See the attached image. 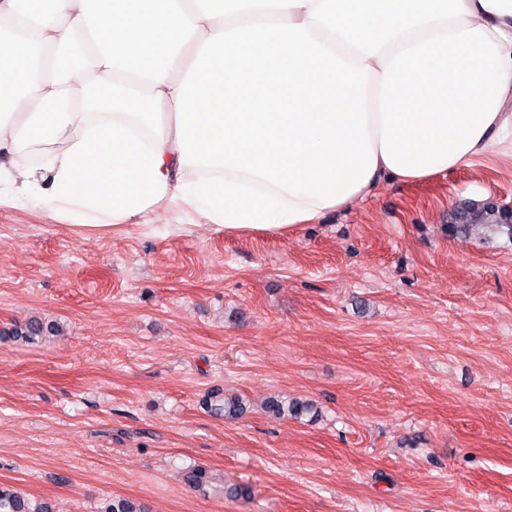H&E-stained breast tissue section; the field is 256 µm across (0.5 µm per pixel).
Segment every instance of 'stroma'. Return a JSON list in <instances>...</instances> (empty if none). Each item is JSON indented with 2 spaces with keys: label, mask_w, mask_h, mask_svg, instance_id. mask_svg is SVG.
<instances>
[{
  "label": "stroma",
  "mask_w": 512,
  "mask_h": 512,
  "mask_svg": "<svg viewBox=\"0 0 512 512\" xmlns=\"http://www.w3.org/2000/svg\"><path fill=\"white\" fill-rule=\"evenodd\" d=\"M490 198L493 149L281 234L0 208V486L44 512H512V237L446 230ZM36 316L62 335L5 336ZM267 409L279 417L298 418L309 413L313 409V404L309 401L293 400L285 405L283 401L273 399L268 402Z\"/></svg>",
  "instance_id": "stroma-1"
}]
</instances>
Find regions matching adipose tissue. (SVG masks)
I'll return each mask as SVG.
<instances>
[{"instance_id":"obj_1","label":"adipose tissue","mask_w":512,"mask_h":512,"mask_svg":"<svg viewBox=\"0 0 512 512\" xmlns=\"http://www.w3.org/2000/svg\"><path fill=\"white\" fill-rule=\"evenodd\" d=\"M512 155V0H0V205L280 234Z\"/></svg>"}]
</instances>
